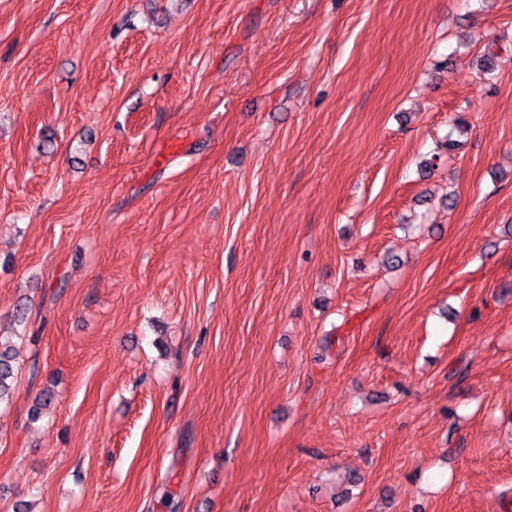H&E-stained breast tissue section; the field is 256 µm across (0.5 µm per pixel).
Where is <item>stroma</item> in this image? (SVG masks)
<instances>
[{"instance_id": "obj_1", "label": "stroma", "mask_w": 512, "mask_h": 512, "mask_svg": "<svg viewBox=\"0 0 512 512\" xmlns=\"http://www.w3.org/2000/svg\"><path fill=\"white\" fill-rule=\"evenodd\" d=\"M18 327L0 512H502L512 0H0Z\"/></svg>"}]
</instances>
